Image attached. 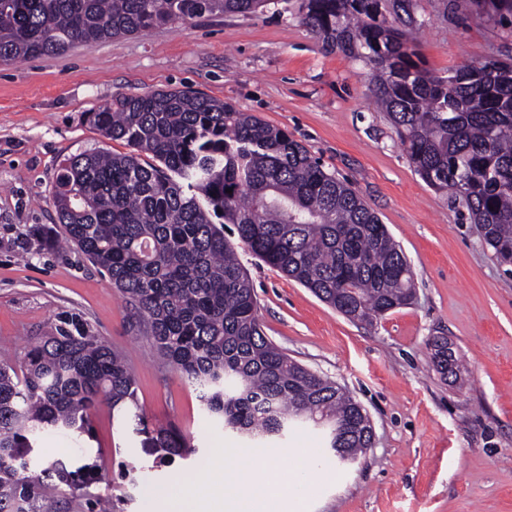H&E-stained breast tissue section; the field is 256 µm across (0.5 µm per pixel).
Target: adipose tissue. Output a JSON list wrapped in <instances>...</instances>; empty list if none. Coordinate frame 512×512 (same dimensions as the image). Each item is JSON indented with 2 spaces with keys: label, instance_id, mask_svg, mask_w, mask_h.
<instances>
[{
  "label": "adipose tissue",
  "instance_id": "obj_1",
  "mask_svg": "<svg viewBox=\"0 0 512 512\" xmlns=\"http://www.w3.org/2000/svg\"><path fill=\"white\" fill-rule=\"evenodd\" d=\"M316 459L312 449L299 451L298 463L289 470L276 467L271 456L249 459L245 470H228L222 458H215L212 490L205 495V512H269L272 496L301 492L311 482Z\"/></svg>",
  "mask_w": 512,
  "mask_h": 512
}]
</instances>
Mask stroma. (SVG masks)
I'll list each match as a JSON object with an SVG mask.
<instances>
[{"label": "stroma", "instance_id": "stroma-1", "mask_svg": "<svg viewBox=\"0 0 512 512\" xmlns=\"http://www.w3.org/2000/svg\"><path fill=\"white\" fill-rule=\"evenodd\" d=\"M299 0H270L257 15L176 20L133 36L79 44L64 54L0 65V363L19 364L58 316L76 314L136 374L149 422L190 436L199 452L155 465L143 434L108 408L93 440L52 432L32 470L94 456L92 494L114 512H142L146 491L173 481L200 490L223 452L243 468L247 444L215 430L196 393L141 333L135 309L78 251L52 249V190L60 160L93 148L127 153L87 113L122 95L188 88L284 129L348 180L385 224L414 272L408 305L373 321L349 320L248 250L239 256L265 336L289 358L344 388L369 415L372 445L355 463L324 454L320 430L297 424L264 452L290 469L299 448L319 449L317 486L277 512H512V266L500 264L461 200L430 188L373 102L363 60L328 52L300 23ZM415 48L439 76L512 58V24L470 0H418ZM447 338L456 377L441 374L432 341ZM145 465L121 485L122 464Z\"/></svg>", "mask_w": 512, "mask_h": 512}]
</instances>
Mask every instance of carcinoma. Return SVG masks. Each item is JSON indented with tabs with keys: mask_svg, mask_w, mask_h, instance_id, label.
<instances>
[{
	"mask_svg": "<svg viewBox=\"0 0 512 512\" xmlns=\"http://www.w3.org/2000/svg\"><path fill=\"white\" fill-rule=\"evenodd\" d=\"M269 0H0V65L61 55L77 44L133 35L204 15L255 14ZM512 15V0H472ZM417 0H301V23L322 45L370 66L375 100L415 171L461 199L480 236L512 264V63L491 60L447 76L418 58ZM89 121L130 151L87 150L57 168L60 238L148 318L147 340L196 391L217 427L259 443L301 422L325 432L341 459L372 438L356 401L292 361L262 329L241 244L353 321L373 322L413 297L414 273L380 218L300 142L234 105L189 89L125 95ZM232 189L227 193L226 189ZM235 227L238 243L224 237ZM437 366L454 373L448 341ZM105 405L145 424L121 355L77 315L0 365V512H53L67 486L87 512L96 461H49L29 474L42 435L94 438ZM162 462L194 452L171 424L145 429Z\"/></svg>",
	"mask_w": 512,
	"mask_h": 512,
	"instance_id": "1",
	"label": "carcinoma"
}]
</instances>
